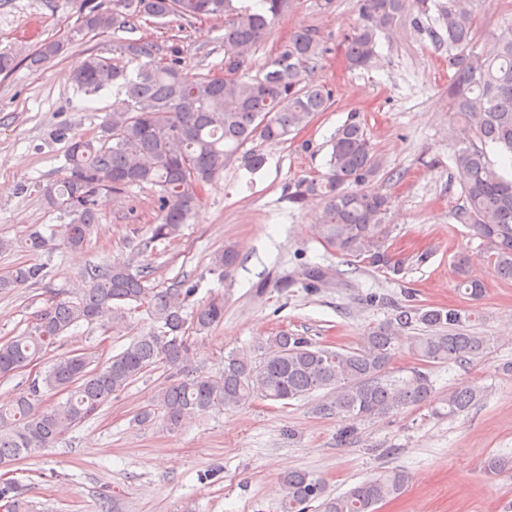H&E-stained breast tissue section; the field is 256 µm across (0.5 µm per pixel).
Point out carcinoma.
Masks as SVG:
<instances>
[{
	"instance_id": "obj_1",
	"label": "carcinoma",
	"mask_w": 512,
	"mask_h": 512,
	"mask_svg": "<svg viewBox=\"0 0 512 512\" xmlns=\"http://www.w3.org/2000/svg\"><path fill=\"white\" fill-rule=\"evenodd\" d=\"M408 0H361L362 22L350 37L346 60L352 68L370 66L378 56L377 35L407 11ZM288 7V0H80L79 24L71 37L114 34L112 54L137 64L134 72L92 54L72 80L88 94L117 88L112 113L101 134L70 143L64 175L37 184L46 203L70 218L62 226L64 243L83 247L97 220L98 197L130 188H156L157 223L148 247L179 235L202 203L201 190L241 159L250 170L266 162L258 146L278 143L305 128L327 110L331 92L311 85L305 74L325 48L317 31L296 30L273 62L251 73L248 55ZM448 44L458 50L448 86L452 111L463 116L465 129L454 145L456 179L463 204L455 219L483 239L494 252L496 273L512 278V179L488 161L484 147L495 145L512 155V25L494 36L490 46L473 45L475 16L466 0L441 6ZM224 18V76L192 73L183 67L177 45L165 46L140 33V21L163 25L174 17L188 25L207 17ZM124 36H119V33ZM64 43L47 41L26 52L1 51L0 75L25 64L39 68L63 51ZM379 168L367 132L353 116L331 142L328 172L301 180L288 192L293 204L321 201L317 238L359 266L399 274L403 261L388 245L392 208L389 195L369 187ZM238 260L232 247L216 254L214 269L224 271ZM458 288L472 300L483 293L464 257L454 264ZM328 269L303 271L312 288L325 283ZM40 265L15 267L0 277V290L43 280ZM195 283L182 277L164 288L152 283L148 266L133 269L123 262L87 267L70 291L57 292L21 335L0 341V377H10L54 347L70 328L98 324L124 325L135 309H143L153 326L134 337L122 352L103 361L93 351L65 353L37 372L9 404H0V463L52 448L75 427L95 418L112 398L145 374L176 369L151 404L135 420L150 425L159 418L170 430L210 411L234 410L254 399L272 402L305 400L321 392L313 411L324 417L382 419L404 409L424 406L450 418L468 411L478 397L471 386L457 387L435 400L428 372L417 367L405 377H392L388 366L403 347L428 364L474 359L488 340L470 331L472 314L461 308L396 307L390 320L370 329L358 347L332 349L308 337L280 332L258 342L256 355L234 351L219 371L205 374L189 368L193 333L204 335L224 320V299L214 298L186 313ZM416 334H408L410 330ZM52 394L66 399L46 406ZM409 481L399 468L384 470L346 492L326 494L322 480L293 471L281 477L283 512H306L319 502L320 512H378L400 495ZM21 487L0 481V501L12 512L24 507Z\"/></svg>"
}]
</instances>
